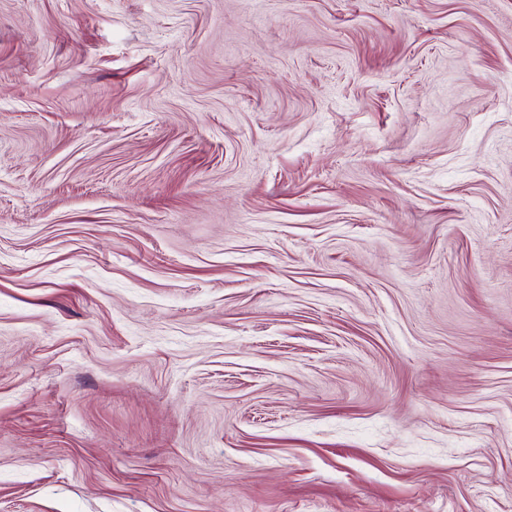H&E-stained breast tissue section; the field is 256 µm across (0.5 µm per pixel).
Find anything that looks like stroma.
<instances>
[{"mask_svg": "<svg viewBox=\"0 0 512 512\" xmlns=\"http://www.w3.org/2000/svg\"><path fill=\"white\" fill-rule=\"evenodd\" d=\"M0 512H512V0H0Z\"/></svg>", "mask_w": 512, "mask_h": 512, "instance_id": "stroma-1", "label": "stroma"}]
</instances>
